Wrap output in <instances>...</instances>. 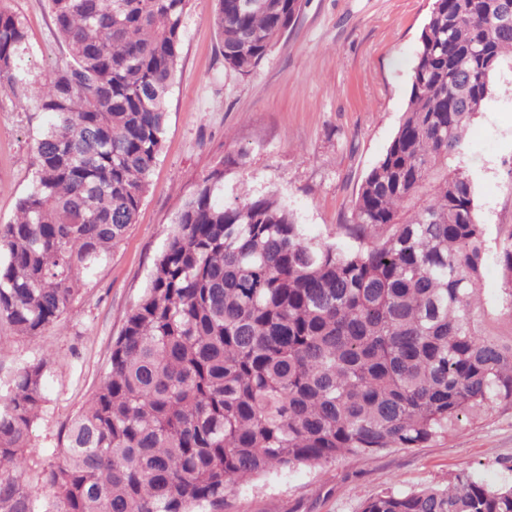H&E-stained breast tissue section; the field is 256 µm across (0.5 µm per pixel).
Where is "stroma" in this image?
<instances>
[{"instance_id":"35a3bbf8","label":"stroma","mask_w":512,"mask_h":512,"mask_svg":"<svg viewBox=\"0 0 512 512\" xmlns=\"http://www.w3.org/2000/svg\"><path fill=\"white\" fill-rule=\"evenodd\" d=\"M215 0H191L162 149L135 224L84 277L70 308L40 342L0 327V378L53 354L46 402L34 431V464L24 489L34 503L51 489L42 468L64 458L65 429L109 367L114 339L144 294L184 203L224 156V198L272 192L310 237L346 249L344 232L366 174L381 159L407 106L430 0H303L295 25L247 76L224 66L211 16ZM25 22L33 74L68 58L47 0H10ZM48 118L17 111L0 95V222L11 220L33 173V142ZM480 181L479 223L491 244L512 237V63L461 145ZM488 484L512 478V407L489 411L465 431L421 448H390L301 466L236 489L224 512H360L373 495L447 485L461 471Z\"/></svg>"}]
</instances>
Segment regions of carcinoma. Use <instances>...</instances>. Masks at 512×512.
<instances>
[{
  "label": "carcinoma",
  "instance_id": "carcinoma-1",
  "mask_svg": "<svg viewBox=\"0 0 512 512\" xmlns=\"http://www.w3.org/2000/svg\"><path fill=\"white\" fill-rule=\"evenodd\" d=\"M215 0L224 66L246 76L303 0ZM501 0H432L409 101L354 202L350 249L312 239L276 194L224 202L219 161L176 218L105 378L40 477L43 512H224L271 473L451 437L512 406V330L476 316L489 263L512 320V241L490 245L460 146L512 60ZM190 0H48L69 59L33 77L0 0V94L49 117L0 224V325L37 341L137 214L165 132ZM50 350L0 383V512H35L30 470ZM361 512H512V484L462 471Z\"/></svg>",
  "mask_w": 512,
  "mask_h": 512
}]
</instances>
